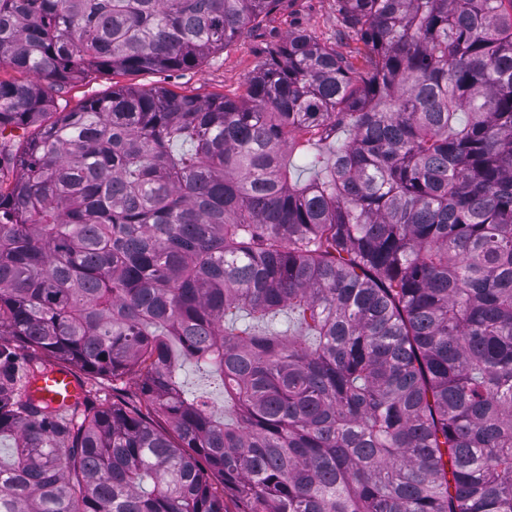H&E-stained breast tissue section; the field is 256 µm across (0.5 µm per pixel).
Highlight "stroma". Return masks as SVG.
<instances>
[{
	"mask_svg": "<svg viewBox=\"0 0 512 512\" xmlns=\"http://www.w3.org/2000/svg\"><path fill=\"white\" fill-rule=\"evenodd\" d=\"M338 0H281L276 9L264 17L224 50L210 55L191 70L128 74L107 73L90 80L68 84L56 97L57 105L78 103L111 91L112 87L139 85L163 86L180 94L203 98L217 95H241L259 60L276 52L289 33L303 31L321 42L335 41L340 28Z\"/></svg>",
	"mask_w": 512,
	"mask_h": 512,
	"instance_id": "stroma-1",
	"label": "stroma"
}]
</instances>
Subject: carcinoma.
<instances>
[{
	"mask_svg": "<svg viewBox=\"0 0 512 512\" xmlns=\"http://www.w3.org/2000/svg\"><path fill=\"white\" fill-rule=\"evenodd\" d=\"M279 2L0 0V512H512V0H340L362 46L292 33L238 98L51 111ZM179 376L180 380L197 395H201L209 406L217 410L224 406V390L220 391L214 388L213 384L209 385V382L202 378L191 364H185ZM38 395L54 406L69 403L82 395V389L72 370L56 368L36 383Z\"/></svg>",
	"mask_w": 512,
	"mask_h": 512,
	"instance_id": "1",
	"label": "carcinoma"
}]
</instances>
